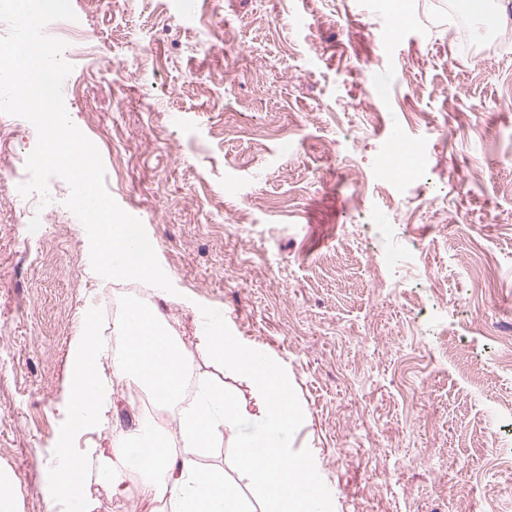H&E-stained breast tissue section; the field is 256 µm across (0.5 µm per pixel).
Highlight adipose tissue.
<instances>
[{
    "label": "adipose tissue",
    "instance_id": "ef3b65f1",
    "mask_svg": "<svg viewBox=\"0 0 512 512\" xmlns=\"http://www.w3.org/2000/svg\"><path fill=\"white\" fill-rule=\"evenodd\" d=\"M113 333L112 372L117 382L133 383L158 404L179 405L177 423L183 442L181 452L167 450L163 429L148 423L118 431L112 448L116 459L105 462L100 470L113 494H125L126 473L135 469L142 474L139 498L148 503L166 501L169 512H325L314 467L306 458L289 454L276 439L248 437L237 443V470L251 486V495L227 483L223 471L200 467L198 456L222 442L225 433L235 432L242 420L269 430L288 429L297 420L287 379L251 364L247 351L225 335L223 322L199 324L197 346L227 371L244 377L250 388L246 398L206 377L194 376L191 357L181 341L164 330L156 310L129 305ZM189 379L195 396L185 405L181 396ZM72 380L68 417L77 428L97 427L111 394L101 378L97 339L81 340ZM60 453L56 496L76 498L79 512H100V501L75 490L82 460L65 447Z\"/></svg>",
    "mask_w": 512,
    "mask_h": 512
}]
</instances>
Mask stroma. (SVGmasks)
Masks as SVG:
<instances>
[{"mask_svg":"<svg viewBox=\"0 0 512 512\" xmlns=\"http://www.w3.org/2000/svg\"><path fill=\"white\" fill-rule=\"evenodd\" d=\"M71 4L106 51L68 55V115L175 287L145 291L195 373L248 390L195 345L198 315H222L288 379L298 418L280 440L311 458L328 512H512V344L481 330L512 329V53L449 29L454 0ZM397 131L420 152L391 184L378 166ZM34 147L0 132V494L77 512L48 499L67 431L102 512H158L138 472L122 496L97 474L113 424L145 411L118 389L97 429L63 411L115 283L62 179L51 232L23 245L9 173Z\"/></svg>","mask_w":512,"mask_h":512,"instance_id":"obj_1","label":"stroma"}]
</instances>
